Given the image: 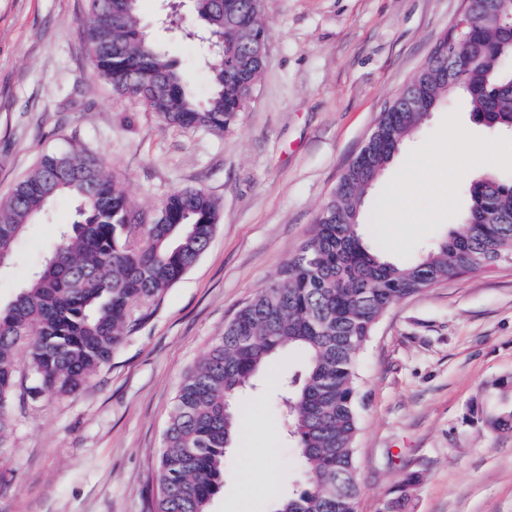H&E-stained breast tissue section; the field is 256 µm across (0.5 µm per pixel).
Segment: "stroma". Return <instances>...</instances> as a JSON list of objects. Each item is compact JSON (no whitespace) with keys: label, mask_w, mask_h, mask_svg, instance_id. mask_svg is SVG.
Instances as JSON below:
<instances>
[{"label":"stroma","mask_w":512,"mask_h":512,"mask_svg":"<svg viewBox=\"0 0 512 512\" xmlns=\"http://www.w3.org/2000/svg\"><path fill=\"white\" fill-rule=\"evenodd\" d=\"M463 0H262L267 55L237 124L223 135L165 126L113 95L92 71L86 0H0V199L42 154L81 148L150 208L180 187L219 199L197 263L74 397L12 402L0 457V512H149L163 432L184 373L237 307L272 282L308 237L385 105L421 68ZM156 47L198 99L214 62L193 37L191 0H139ZM512 174V133L477 123L463 97L441 103L365 200L361 233L387 259L461 224L467 185ZM53 198L0 271L8 304L77 218ZM281 351L237 398L246 428L226 454L211 512H273L301 480L281 426L277 379L297 372ZM356 512H381L403 472L417 471L409 512H512V433L479 411L512 403V261L392 305L358 358ZM272 469V481L260 473Z\"/></svg>","instance_id":"obj_1"}]
</instances>
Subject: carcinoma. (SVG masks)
Instances as JSON below:
<instances>
[{
	"label": "carcinoma",
	"instance_id": "1",
	"mask_svg": "<svg viewBox=\"0 0 512 512\" xmlns=\"http://www.w3.org/2000/svg\"><path fill=\"white\" fill-rule=\"evenodd\" d=\"M139 0H88L84 36L97 73L167 126L222 135L244 111L265 59L248 42L265 31L260 0H202V27L223 38L209 97L191 95L175 64L145 36ZM460 24L380 112L375 136L344 170L312 231L277 278L242 303L224 333L183 379L164 434L151 512H210L238 420L232 397L281 349L303 365L286 383L282 410L297 440L303 484L275 512H355L357 359L395 303L512 258V180L494 172L466 189L464 223L402 264L358 232L369 188L421 128L425 114L456 92L474 119L512 132V0H465ZM61 194L79 220L7 306L0 307V454L8 450L14 398L73 396L146 319L152 304L208 249L219 205L201 188H181L157 206L134 204L102 160L81 149L49 152L0 202V260L9 264L26 227ZM25 363L34 384L16 388ZM512 432V405L483 417ZM406 473L391 512H406L419 483Z\"/></svg>",
	"mask_w": 512,
	"mask_h": 512
}]
</instances>
